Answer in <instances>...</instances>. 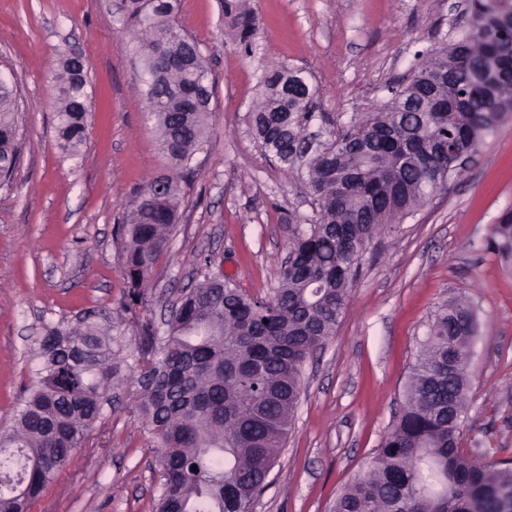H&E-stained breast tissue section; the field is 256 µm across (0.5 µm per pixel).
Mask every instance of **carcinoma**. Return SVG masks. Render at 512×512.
I'll use <instances>...</instances> for the list:
<instances>
[{
	"label": "carcinoma",
	"instance_id": "1",
	"mask_svg": "<svg viewBox=\"0 0 512 512\" xmlns=\"http://www.w3.org/2000/svg\"><path fill=\"white\" fill-rule=\"evenodd\" d=\"M248 0H220L234 38L253 51L258 18ZM469 31L416 53L411 77L384 86L386 100L353 128L326 141L307 167L313 215L295 227L288 271L269 298L252 297L205 257L199 281L173 301L166 336L150 318L135 322L133 364L120 357L125 319L110 311L74 323L44 324L35 384L0 431V512H27L74 457L103 415L126 370L147 380L135 411L157 443L163 488L158 512H252L285 446L299 404L305 361L334 335L368 246L416 214L448 185V142L476 152L496 120L512 112V83L492 97L463 98L492 75L476 73L492 21L512 17V0H471ZM141 96L166 161L155 186L141 188L120 219L130 303H142L155 264L169 248L183 183L206 143L215 89L206 60L195 70L158 66V54L187 55L196 43L176 20L179 0H126ZM88 77L72 56L59 59L53 102L59 148L81 159L88 126ZM321 117L303 71H263L248 112L268 160L287 169ZM19 92L0 84V183L13 179L21 152ZM493 249L512 257V210L495 227ZM477 324L454 297L434 313L381 448L340 492L333 512H512V465L459 448ZM197 469H192V466Z\"/></svg>",
	"mask_w": 512,
	"mask_h": 512
}]
</instances>
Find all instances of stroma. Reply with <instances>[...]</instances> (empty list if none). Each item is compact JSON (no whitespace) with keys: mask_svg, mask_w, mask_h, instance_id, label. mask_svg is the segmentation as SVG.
<instances>
[{"mask_svg":"<svg viewBox=\"0 0 512 512\" xmlns=\"http://www.w3.org/2000/svg\"><path fill=\"white\" fill-rule=\"evenodd\" d=\"M457 0H250L260 27L240 51L219 0H181L178 22L206 58L215 86L203 152L167 253L144 291L164 327L168 302L194 287L211 257L246 293L277 286L290 232L312 197L304 167L271 164L245 116L266 68L305 70L328 123L341 133L408 74L417 51L456 39L472 24ZM123 0H0V74L23 108L20 163L0 184V429L32 383L46 322L102 308L121 312L128 283L117 221L145 182L164 170L138 92L141 72ZM88 63L89 118L80 162L59 149L51 98L61 55ZM512 209V113L486 135L470 167L366 252L335 335L304 364L303 393L269 486L253 512H331L339 492L374 456L436 307L467 298L481 322L469 363L462 451L512 460V263L492 248ZM138 389H112L73 463L30 512H155L162 478L152 438L131 410Z\"/></svg>","mask_w":512,"mask_h":512,"instance_id":"stroma-1","label":"stroma"}]
</instances>
